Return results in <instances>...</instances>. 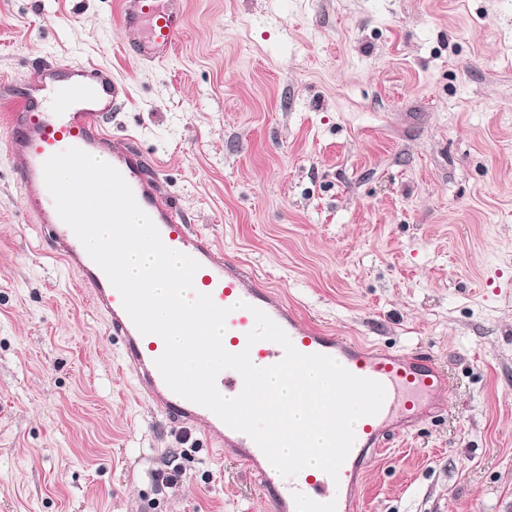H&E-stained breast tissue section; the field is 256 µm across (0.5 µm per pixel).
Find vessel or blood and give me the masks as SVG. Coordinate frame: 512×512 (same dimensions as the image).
Wrapping results in <instances>:
<instances>
[{
	"label": "vessel or blood",
	"mask_w": 512,
	"mask_h": 512,
	"mask_svg": "<svg viewBox=\"0 0 512 512\" xmlns=\"http://www.w3.org/2000/svg\"><path fill=\"white\" fill-rule=\"evenodd\" d=\"M119 17L123 27L138 34L132 53L149 64L168 60L186 27L184 0H119ZM126 97V87L111 71L91 62L46 61L35 67L23 86L0 83V99L16 104L8 122L0 125V152L20 159L13 182L21 191L23 212L38 228V255L58 259L77 275L90 304L105 318L109 334L120 339L122 359L136 373L138 392L169 420L192 425L224 449L227 459L242 464L274 512H350L352 490L378 454L397 435L447 408L445 371L427 352L403 354L368 347L303 323L298 310L277 289L261 284L253 269L236 260L218 259L217 240L193 227L178 202L162 191L159 163L134 143L118 145L109 133L106 121ZM71 147L104 157L122 174L163 243L199 263L195 290L230 310L223 340L227 351H249L252 363L260 368L283 359L284 349L276 342L248 344L247 334L255 324L252 311L257 308L285 331L300 353L329 356L353 375L384 386L379 413L356 424L355 442L338 478L306 468L282 479L249 435L233 430L212 411L167 386L155 365L165 348L162 338L137 330L120 293L61 220L46 187L45 161ZM216 386L224 396L234 397L242 391L243 379L226 369L218 374Z\"/></svg>",
	"instance_id": "vessel-or-blood-1"
}]
</instances>
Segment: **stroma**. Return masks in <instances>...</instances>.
<instances>
[{
  "label": "stroma",
  "instance_id": "stroma-1",
  "mask_svg": "<svg viewBox=\"0 0 512 512\" xmlns=\"http://www.w3.org/2000/svg\"><path fill=\"white\" fill-rule=\"evenodd\" d=\"M117 2L0 0V79L109 68L129 89L113 137L223 258L445 369L449 405L374 462L360 512H512V0H186L154 66ZM16 164L0 154V512H273L136 395L75 275L35 256Z\"/></svg>",
  "mask_w": 512,
  "mask_h": 512
}]
</instances>
